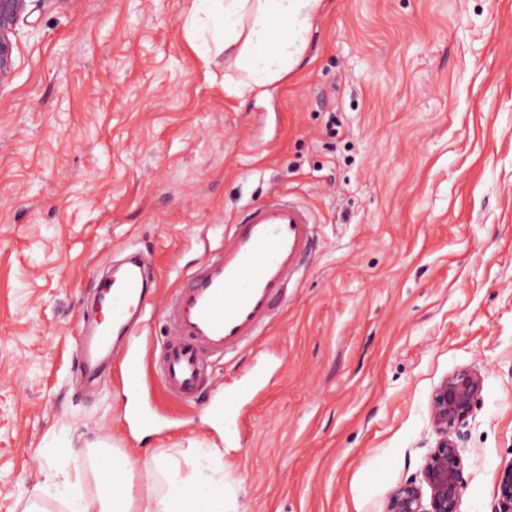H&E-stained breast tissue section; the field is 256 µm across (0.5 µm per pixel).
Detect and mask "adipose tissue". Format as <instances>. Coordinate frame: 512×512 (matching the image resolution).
<instances>
[{
    "instance_id": "obj_1",
    "label": "adipose tissue",
    "mask_w": 512,
    "mask_h": 512,
    "mask_svg": "<svg viewBox=\"0 0 512 512\" xmlns=\"http://www.w3.org/2000/svg\"><path fill=\"white\" fill-rule=\"evenodd\" d=\"M320 5L321 0H193L186 25L199 38V51L234 59L246 75L242 89L253 90L296 64ZM134 469L124 452L100 450L96 500L70 494L67 512H224V482L208 465L196 463L186 471L177 460L154 459L152 471L165 484L161 495L153 481L135 483Z\"/></svg>"
}]
</instances>
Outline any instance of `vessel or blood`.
<instances>
[{"instance_id":"obj_1","label":"vessel or blood","mask_w":512,"mask_h":512,"mask_svg":"<svg viewBox=\"0 0 512 512\" xmlns=\"http://www.w3.org/2000/svg\"><path fill=\"white\" fill-rule=\"evenodd\" d=\"M315 239L309 209L280 195L271 197L247 207L222 244L205 249L198 265L162 296L149 274V254L128 250L121 263L97 279L94 303L108 311L109 319L80 333L77 358L84 378L96 380L102 361L117 358L124 366L126 391L138 389L151 368L136 347L156 304L165 315L166 331L153 369L165 392L192 400L208 391L213 423L232 419L234 403L212 364L263 336ZM155 414L153 402H140L126 421L128 429H154Z\"/></svg>"}]
</instances>
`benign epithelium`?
<instances>
[{
    "mask_svg": "<svg viewBox=\"0 0 512 512\" xmlns=\"http://www.w3.org/2000/svg\"><path fill=\"white\" fill-rule=\"evenodd\" d=\"M26 10L27 0H0V89L12 80L16 27ZM482 390V375L466 368L449 374L438 385L431 400L437 440L423 475V482L431 491L429 507L423 506L421 485L412 479L391 494L387 512H461L462 428L477 409ZM496 494V512H512V462L500 470Z\"/></svg>",
    "mask_w": 512,
    "mask_h": 512,
    "instance_id": "7a95c632",
    "label": "benign epithelium"
}]
</instances>
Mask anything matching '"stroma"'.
Segmentation results:
<instances>
[{"label":"stroma","mask_w":512,"mask_h":512,"mask_svg":"<svg viewBox=\"0 0 512 512\" xmlns=\"http://www.w3.org/2000/svg\"><path fill=\"white\" fill-rule=\"evenodd\" d=\"M191 0H30L0 89V512L97 496L99 447L218 465L234 512H385L421 479L430 401L484 378L464 429L461 512H495L512 462V0H323L299 63L237 93L200 57ZM275 192L316 243L261 338L215 366L240 402L228 440L206 403L170 399L135 439L113 363L78 379L96 274L150 250L159 292Z\"/></svg>","instance_id":"stroma-1"}]
</instances>
